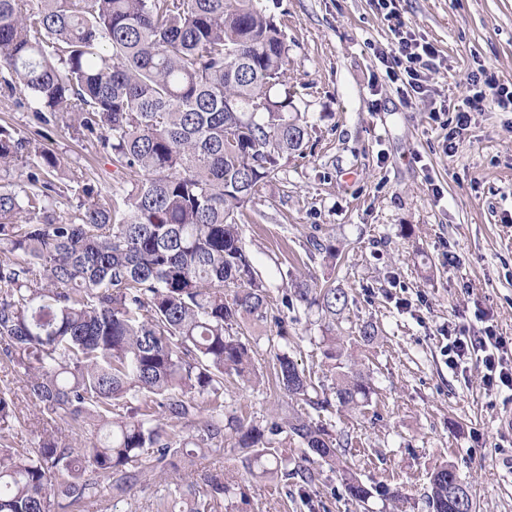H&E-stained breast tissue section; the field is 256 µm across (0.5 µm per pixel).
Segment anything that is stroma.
I'll list each match as a JSON object with an SVG mask.
<instances>
[{
  "mask_svg": "<svg viewBox=\"0 0 512 512\" xmlns=\"http://www.w3.org/2000/svg\"><path fill=\"white\" fill-rule=\"evenodd\" d=\"M288 42L285 80L308 125L303 154L281 159L275 178L244 211L242 234L273 300L284 277L310 275L348 294L336 334L371 378L363 414L330 416L348 432L346 458L369 486L399 492L359 504L342 473L315 465L316 480L251 479L233 438L223 450L180 470L182 481L220 472L246 486L248 504L225 498L220 512H431L429 477L452 463L477 512H512V391L491 388L479 366L449 368L452 333L492 326L512 343V112L484 102L456 126L472 72L512 83V0H399L415 38L439 52L422 73L425 87L404 96L387 77L391 34L376 0H264ZM44 147L86 168L102 193L120 175L98 142L52 126ZM335 245L327 257L326 245ZM284 326L250 331L254 362L268 372L275 351L290 353L313 379L332 384L318 342L316 315L291 310ZM377 326L371 345L359 339ZM286 337H279V330ZM19 395L23 419L15 447L36 441L25 376L0 368ZM287 397L278 390L224 388V409L246 424H265Z\"/></svg>",
  "mask_w": 512,
  "mask_h": 512,
  "instance_id": "1",
  "label": "stroma"
}]
</instances>
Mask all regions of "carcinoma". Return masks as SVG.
<instances>
[{
  "label": "carcinoma",
  "mask_w": 512,
  "mask_h": 512,
  "mask_svg": "<svg viewBox=\"0 0 512 512\" xmlns=\"http://www.w3.org/2000/svg\"><path fill=\"white\" fill-rule=\"evenodd\" d=\"M288 44L262 0H0V96L35 120L96 140L130 188L106 197L80 167L0 125V364L26 376L42 431L17 448L15 392L0 389V512H82L191 464L237 436L249 472L314 480L342 471L328 424L295 408L369 404L358 370L314 384L288 351L271 381L288 396L266 426L224 416V381L260 383L248 324L284 323L239 221L278 160L308 136L284 83ZM78 202L59 211V199ZM293 297L333 330L347 293L301 279ZM296 440L300 459L276 437ZM452 465L429 478L432 512H475ZM230 488L204 473L153 495L150 512H218Z\"/></svg>",
  "instance_id": "cac0c4a2"
}]
</instances>
